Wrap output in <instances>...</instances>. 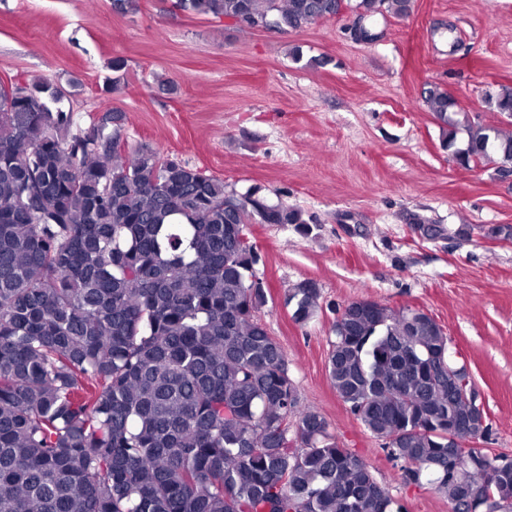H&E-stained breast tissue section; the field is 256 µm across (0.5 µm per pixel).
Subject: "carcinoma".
<instances>
[{
    "label": "carcinoma",
    "instance_id": "carcinoma-1",
    "mask_svg": "<svg viewBox=\"0 0 512 512\" xmlns=\"http://www.w3.org/2000/svg\"><path fill=\"white\" fill-rule=\"evenodd\" d=\"M410 0H178L190 14L270 15L301 31ZM47 80L0 82V512H393L366 459L300 403L258 316L267 293L247 225L302 211L122 139L125 117L81 126ZM463 168L512 175V135L468 123L447 90L423 99ZM512 119V87L486 95ZM310 279L288 289L302 324ZM327 374L405 477H432L452 512L512 500V459L468 466V395L448 382L429 313L360 299L336 314ZM459 426L448 441V419Z\"/></svg>",
    "mask_w": 512,
    "mask_h": 512
}]
</instances>
